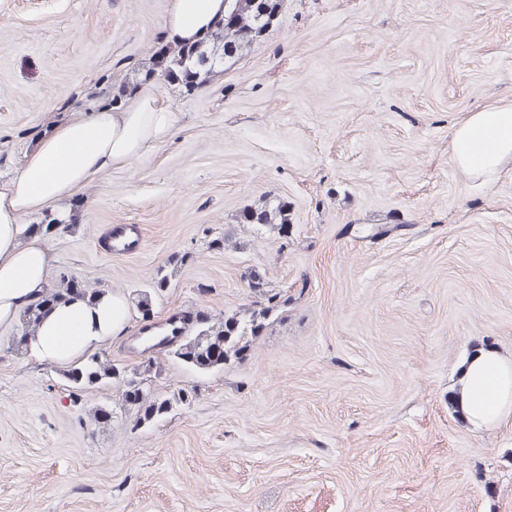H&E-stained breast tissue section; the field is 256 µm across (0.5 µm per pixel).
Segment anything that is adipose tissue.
<instances>
[{
    "mask_svg": "<svg viewBox=\"0 0 512 512\" xmlns=\"http://www.w3.org/2000/svg\"><path fill=\"white\" fill-rule=\"evenodd\" d=\"M229 5V0H171L164 19L167 40L180 46L202 41ZM174 127L173 112L150 94L122 109L82 113L44 134L20 173L0 183V324L12 323L49 285V250L21 224V216L69 199L112 166L168 140ZM450 149L457 171L471 180L490 179L511 164L512 102L464 116L451 130ZM127 327L123 294L78 298L47 310L28 350L40 361L64 363L125 334ZM460 380V410L473 429L512 418V354L478 353L466 362Z\"/></svg>",
    "mask_w": 512,
    "mask_h": 512,
    "instance_id": "1",
    "label": "adipose tissue"
}]
</instances>
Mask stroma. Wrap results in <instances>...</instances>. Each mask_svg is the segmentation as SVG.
Returning <instances> with one entry per match:
<instances>
[{
  "label": "stroma",
  "mask_w": 512,
  "mask_h": 512,
  "mask_svg": "<svg viewBox=\"0 0 512 512\" xmlns=\"http://www.w3.org/2000/svg\"><path fill=\"white\" fill-rule=\"evenodd\" d=\"M169 0H0V181L44 132L152 93L175 132L51 213L49 285L129 302L83 389L0 326V512H512V420L472 430L463 361L512 350V164L464 178L450 133L512 101V0H284L192 91L157 79ZM286 204L287 236L243 209ZM115 224L140 228L111 253ZM381 236H373L374 228ZM273 294L246 355L200 371L143 351L170 317L212 322ZM169 283L138 302L158 273ZM111 412L96 423L95 409ZM67 379L75 385H94L105 379H120L124 383L125 388L129 385H135L139 388V393L135 398L127 396L125 393V399L127 401H133L137 403V421L138 423L151 422L161 415L165 414L170 406L171 402L169 399L150 398L143 390V378L137 377L133 374V377L124 378V375L116 370L114 367L105 365L99 362L96 355L88 357L86 360L78 365H75L67 370Z\"/></svg>",
  "instance_id": "35a3bbf8"
}]
</instances>
